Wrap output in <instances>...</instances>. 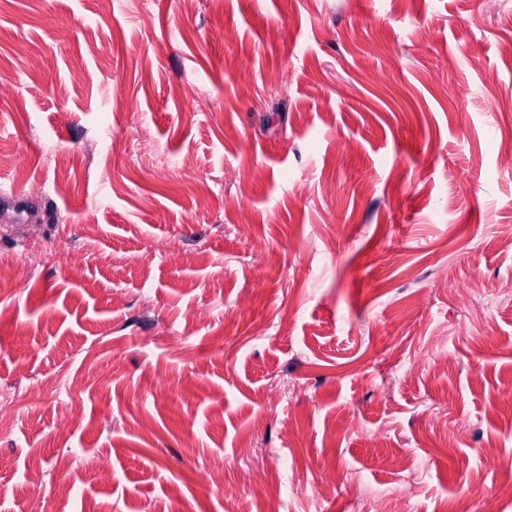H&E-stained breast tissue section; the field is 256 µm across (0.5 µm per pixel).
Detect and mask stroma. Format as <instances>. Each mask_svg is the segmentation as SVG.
I'll list each match as a JSON object with an SVG mask.
<instances>
[{"label":"stroma","mask_w":512,"mask_h":512,"mask_svg":"<svg viewBox=\"0 0 512 512\" xmlns=\"http://www.w3.org/2000/svg\"><path fill=\"white\" fill-rule=\"evenodd\" d=\"M510 43L512 0H0V512H512L468 293Z\"/></svg>","instance_id":"stroma-1"}]
</instances>
